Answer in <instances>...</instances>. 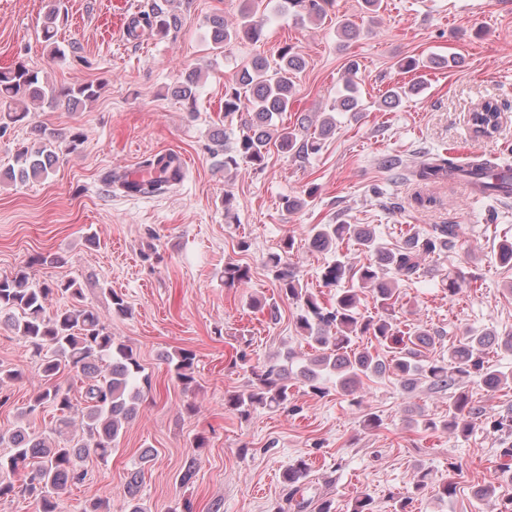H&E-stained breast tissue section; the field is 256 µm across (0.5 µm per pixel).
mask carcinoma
I'll list each match as a JSON object with an SVG mask.
<instances>
[{"label":"carcinoma","instance_id":"cac0c4a2","mask_svg":"<svg viewBox=\"0 0 512 512\" xmlns=\"http://www.w3.org/2000/svg\"><path fill=\"white\" fill-rule=\"evenodd\" d=\"M262 2L248 0L240 21L232 27L224 24V17L213 16L210 29L214 48L221 51L234 42L263 40L265 23L258 17ZM331 3L332 0H282L280 7L317 21L324 17ZM61 14L62 0H47L41 37L54 58H64L67 52L77 51L75 45L66 48L57 40ZM178 25L177 14L154 2L149 10L129 20L127 33L135 38L147 30L166 38L177 30ZM305 65L302 53L287 44L278 50L275 63L257 56L237 72L232 84L224 91V118L241 117L242 133L232 150L224 147L223 132H216L212 138L216 146L213 153L224 155L221 161L224 172L241 166L256 171L263 169L271 144L299 159L320 151L321 137L336 127L333 117L322 120L316 136L309 133L310 125L303 122L297 128L280 123L282 115L295 101L292 74ZM356 73L353 63L347 69L344 94L336 100L332 110L354 114L362 111L354 80ZM201 80V68L189 69L181 74L173 92L192 106ZM103 87L102 82L50 84L40 70L23 60L0 67V131L24 121L44 105L51 109L64 105L69 112H79L99 98ZM422 89L421 80L396 88L388 94L387 104L418 95ZM499 112V105L491 101L482 104L471 115L474 133L481 132L482 124L499 118ZM36 132L37 143L19 149L14 164L0 169V183L46 178L60 160L57 149L63 147L70 153L85 142L83 131L76 127L59 132L41 126ZM146 167L156 173V177L147 183L111 176L109 184L120 193L145 195L161 194L183 180L180 161L171 153L155 156L146 162ZM411 176L423 182L463 179L482 194L503 196L512 193V166L494 158L459 162L454 157L437 155L423 162ZM454 235V225L437 224L432 233L411 236L394 252L377 246L374 233L366 225H315L311 237L313 248L325 251L337 241L347 239L356 241L374 256L372 262L360 267L350 265L342 256L324 268L322 280L325 286L336 288L328 305L301 286L299 272L288 262L293 240L284 241L283 253L269 256L267 265L274 273L280 291L301 303L303 314L298 318V328L318 351L311 366L300 371L302 383L309 393H326L325 377L332 376L336 392L350 396L362 385L363 379L387 372L398 377L406 389L424 380L431 388L446 392L457 386L461 379L471 376L478 378L490 391L512 389V376L485 364L484 360V352L496 345L512 351V335L501 339L490 333L469 334L448 347V358L431 360L427 352L436 343L435 335L426 329L402 331L385 317L398 298V281L416 275L422 258L448 246ZM387 271L393 273L392 278H385ZM249 281V267L232 262L224 265V284L242 286ZM346 281H356L360 287L370 289L382 315H362L358 310L356 289L340 287ZM53 295L67 298L70 305L47 313L46 303ZM3 318L17 335L32 345L41 360L44 385L23 414L30 416L51 407L58 415L49 435L29 432L23 427L6 436L0 434V442L9 441L13 450L7 458L0 455V472L6 468L14 472L21 465L35 464L27 480L18 486L0 480V500L28 494L38 500L39 512H57L56 496L85 482L87 471L82 466L83 460L91 455L104 460L111 455L124 425L136 416L144 400L148 378L141 376L143 367L132 348L116 341L98 312L84 304L83 287L74 279L40 285L30 281L25 268L10 275H0V320ZM363 336L374 338L385 354L359 348L358 339ZM292 358L293 352L288 351L281 359L253 371V389L229 396L225 406L247 416L257 407L288 404L295 386L288 377V360ZM194 361L193 352L184 349L168 357L170 371L185 388L195 382ZM67 368L83 377L86 411L81 421V436L53 444L51 436L62 437L75 426L70 389L57 381V375ZM482 416L484 408L473 404L467 394L460 392L448 405V419L442 426L445 429L460 426L467 430ZM305 476L306 468L301 462L288 468L284 475L283 502L274 508V512H307L313 506L317 512H332L331 500L324 499L315 506L313 500L305 497L301 483ZM142 480V472L137 469L127 483L124 498L130 502L128 512H144L143 507L135 503Z\"/></svg>","mask_w":512,"mask_h":512}]
</instances>
